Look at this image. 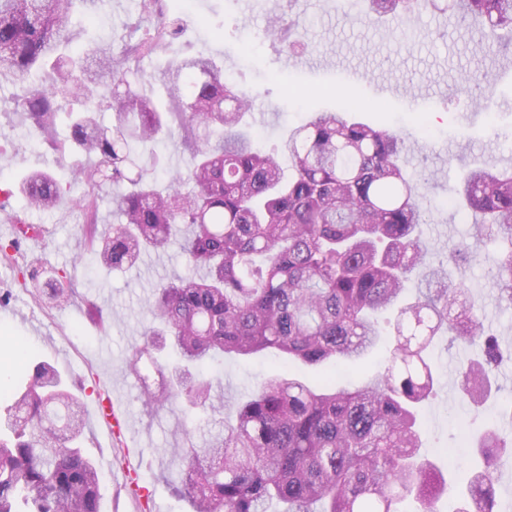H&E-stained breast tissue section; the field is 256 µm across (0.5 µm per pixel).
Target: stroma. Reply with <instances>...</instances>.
Masks as SVG:
<instances>
[{
	"mask_svg": "<svg viewBox=\"0 0 512 512\" xmlns=\"http://www.w3.org/2000/svg\"><path fill=\"white\" fill-rule=\"evenodd\" d=\"M277 8L303 18L299 31L281 40L265 33L266 0H174L165 22L175 28V39L131 63L127 78L151 80L183 58L211 57L226 80L252 92L253 109L261 114L251 123L252 133L266 152L278 148L311 113L348 106L355 108L357 121L402 134L406 169L425 212L423 238L434 260L446 259L451 243L470 228L447 204L452 187L477 162L512 169V66L479 47L457 18L432 8L412 18L399 35L368 15L364 0H278ZM138 17L136 0H100L96 13L80 15L116 40ZM463 73L470 75L469 84L460 83ZM12 93L11 85L0 86V188L48 168L68 186L69 196L49 212L29 209L17 193L0 202L13 216L43 230L39 245L26 239L0 255V294L9 297L0 305V410L13 404L18 382L35 363L50 362L83 400L81 446L101 475L100 512H147L145 505L152 501L165 512H192L164 479L171 461L163 451L179 427L198 441L207 423L183 418L175 405L146 410L141 382L126 363L152 319L147 296L159 281L187 269L172 251L145 255L135 267L112 273L92 256L76 260L82 218L72 199L82 189L73 185L72 172L86 159L77 153L56 155L29 140L13 110ZM33 263L68 270L77 302L49 307L34 288L24 287L20 272ZM450 273L471 284L486 329L512 349V307L500 302L489 267L475 259ZM90 301L103 309L102 319L87 314ZM381 331V350L340 366L338 383L359 386L385 366L394 337L389 325ZM474 351L472 345L452 346L444 339L433 349L440 375L433 396L419 410L423 452L439 468L454 466L457 476L435 503V512H457L464 501L463 478L476 465L467 437L491 421L512 430V361L499 369L500 392L476 409L464 399L457 372L459 362ZM210 371L221 377L229 402L238 403L281 373L282 366L273 356L255 355L225 360ZM106 375L120 381L130 432L143 444L144 478L133 487L123 485L113 470V443L93 416L99 379Z\"/></svg>",
	"mask_w": 512,
	"mask_h": 512,
	"instance_id": "1",
	"label": "stroma"
}]
</instances>
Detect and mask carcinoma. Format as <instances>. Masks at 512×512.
Returning a JSON list of instances; mask_svg holds the SVG:
<instances>
[{"label": "carcinoma", "mask_w": 512, "mask_h": 512, "mask_svg": "<svg viewBox=\"0 0 512 512\" xmlns=\"http://www.w3.org/2000/svg\"><path fill=\"white\" fill-rule=\"evenodd\" d=\"M163 0H141L140 21L115 51L112 36L91 40L86 54H69L81 30L80 3L98 0H0V84L22 124L55 152L92 159L73 170L86 186L74 199L83 223L99 224L98 198L112 192L117 223L85 236L99 267L134 266L145 253L178 249L190 272L152 289L155 325L128 358L138 374L151 361L158 384L143 379L152 410L178 398L184 414H204L212 428L196 444L186 436L164 454L174 468L167 481L193 512H420L444 492L446 478L421 454L418 408L433 392L428 350L441 330L450 342L484 335L479 308L464 279L448 283L418 237L425 212L403 165L404 138L358 122L348 111L316 112L284 139L279 154L257 150L248 126L252 95L224 80L213 59L185 58L161 72L169 104L153 91L133 89L127 64L167 45L172 30L151 18ZM462 23L485 37L512 34V0H450ZM368 12L395 24L438 0H366ZM299 26L271 10L267 34ZM105 90L118 102L103 126L93 101ZM79 109L68 137L56 138L59 98ZM192 145V161L167 181L155 173L158 155L141 162L135 146ZM288 157L285 176L279 156ZM27 206L51 211L64 193L49 171L28 174L17 187ZM471 211L473 241L451 245L472 254L483 241L508 248L485 256L499 299L512 306V170L476 166L453 190ZM419 273L424 288L404 302L405 284ZM28 274L38 297L52 306L72 302L65 271L50 269L46 287ZM397 311L396 344L384 369L348 390L331 376L314 387L299 365L360 359L381 343L377 315ZM166 346L177 362L166 372L154 353ZM274 352L286 370L267 379L247 401L231 407L223 386L200 368L225 358ZM503 357L492 339L482 359L458 368L462 393L479 405ZM83 402L66 389L59 370L36 364L17 387L0 425V512H99L100 474L81 447ZM482 466L468 478L460 512H493L492 491L512 458V435L497 425L471 436Z\"/></svg>", "instance_id": "1"}]
</instances>
